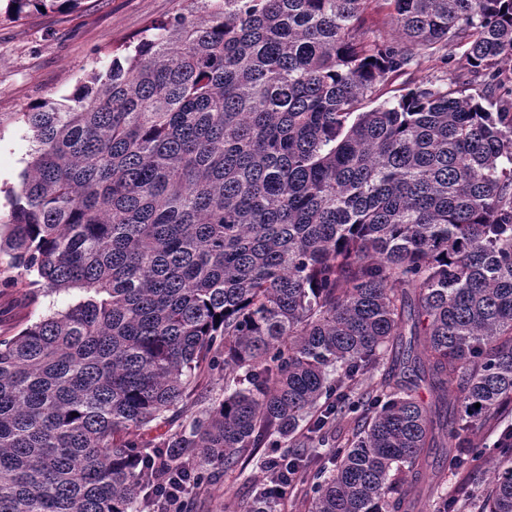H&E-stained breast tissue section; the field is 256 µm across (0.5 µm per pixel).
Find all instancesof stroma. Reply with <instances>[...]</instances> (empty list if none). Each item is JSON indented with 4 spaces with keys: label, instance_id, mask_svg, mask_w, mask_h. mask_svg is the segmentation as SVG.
Wrapping results in <instances>:
<instances>
[{
    "label": "stroma",
    "instance_id": "stroma-1",
    "mask_svg": "<svg viewBox=\"0 0 512 512\" xmlns=\"http://www.w3.org/2000/svg\"><path fill=\"white\" fill-rule=\"evenodd\" d=\"M190 0H81L79 7L30 11L12 18L8 0H0V217H7V192L18 187L31 160L33 133L20 121V113L33 106L66 104L68 98L91 76L106 74L115 58L125 56L152 22L172 17ZM467 78L461 53L446 61L422 60L406 72L391 76L378 96L368 97L365 109L377 106L404 90L423 86H444ZM0 259V309L7 316L0 321V336L13 334L28 319L75 303L79 291L61 292L41 298L30 306L20 300L24 283ZM14 287H4V280ZM264 479L259 464L252 463L232 472L216 470L208 494L188 492L191 512H247Z\"/></svg>",
    "mask_w": 512,
    "mask_h": 512
}]
</instances>
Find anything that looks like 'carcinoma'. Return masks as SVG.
I'll return each mask as SVG.
<instances>
[{
    "mask_svg": "<svg viewBox=\"0 0 512 512\" xmlns=\"http://www.w3.org/2000/svg\"><path fill=\"white\" fill-rule=\"evenodd\" d=\"M49 1L78 3L9 12ZM191 2L22 113L0 256L30 304L82 295L0 336V512H138L162 467L177 500L281 440L311 512H415L448 469L431 512H512V426L476 433L512 414V0ZM377 7L398 40L366 39ZM459 47L479 96L359 111ZM391 344L398 373L354 394Z\"/></svg>",
    "mask_w": 512,
    "mask_h": 512,
    "instance_id": "carcinoma-1",
    "label": "carcinoma"
}]
</instances>
